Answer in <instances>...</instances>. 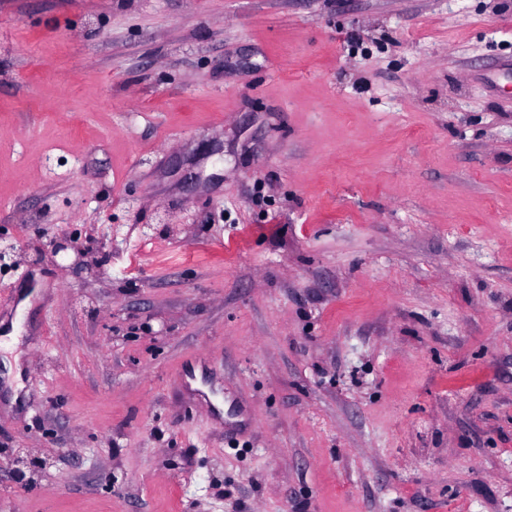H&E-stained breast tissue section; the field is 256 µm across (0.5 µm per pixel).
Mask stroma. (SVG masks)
<instances>
[{
  "label": "stroma",
  "mask_w": 512,
  "mask_h": 512,
  "mask_svg": "<svg viewBox=\"0 0 512 512\" xmlns=\"http://www.w3.org/2000/svg\"><path fill=\"white\" fill-rule=\"evenodd\" d=\"M17 319L0 512H512V0H0Z\"/></svg>",
  "instance_id": "1"
}]
</instances>
